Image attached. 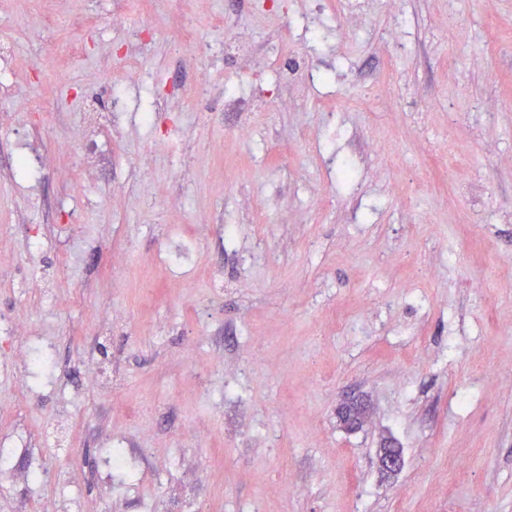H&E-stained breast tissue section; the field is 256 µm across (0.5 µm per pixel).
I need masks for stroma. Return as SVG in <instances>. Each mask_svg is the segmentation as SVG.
<instances>
[{
    "label": "stroma",
    "instance_id": "35a3bbf8",
    "mask_svg": "<svg viewBox=\"0 0 512 512\" xmlns=\"http://www.w3.org/2000/svg\"><path fill=\"white\" fill-rule=\"evenodd\" d=\"M56 9L0 0V512H512V0Z\"/></svg>",
    "mask_w": 512,
    "mask_h": 512
}]
</instances>
